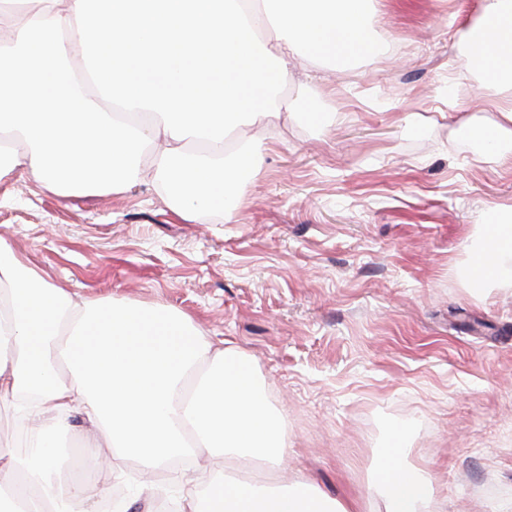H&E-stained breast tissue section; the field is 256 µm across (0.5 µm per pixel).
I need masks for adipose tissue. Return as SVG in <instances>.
Listing matches in <instances>:
<instances>
[{
	"mask_svg": "<svg viewBox=\"0 0 512 512\" xmlns=\"http://www.w3.org/2000/svg\"><path fill=\"white\" fill-rule=\"evenodd\" d=\"M28 0L23 16L0 7V178L31 173L64 197L119 193L142 174L157 140L154 181L188 218L220 211L250 175L226 137L246 121L276 130L292 105L274 89L301 55L345 60L371 39L368 0ZM459 53L498 87V118L484 135L512 134V0H482ZM85 63L75 76L69 60ZM22 140L24 151L13 148ZM463 270L477 292L512 288V223L488 225ZM0 409L39 420L30 462L0 450V512H93L96 478L61 481L51 442L71 413L97 430L85 458L118 474L205 460L177 476L179 512H362L312 482L278 490L229 473L230 462L279 464L283 421L245 354L212 340L181 311L109 299L76 301L0 239ZM393 433L375 475L372 512H439L425 469L402 458ZM112 448L100 459L98 444Z\"/></svg>",
	"mask_w": 512,
	"mask_h": 512,
	"instance_id": "ef3b65f1",
	"label": "adipose tissue"
}]
</instances>
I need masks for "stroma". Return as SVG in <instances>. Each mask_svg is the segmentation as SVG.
I'll return each instance as SVG.
<instances>
[{
  "label": "stroma",
  "mask_w": 512,
  "mask_h": 512,
  "mask_svg": "<svg viewBox=\"0 0 512 512\" xmlns=\"http://www.w3.org/2000/svg\"><path fill=\"white\" fill-rule=\"evenodd\" d=\"M482 0H372L385 50L292 64L281 135L258 144L236 203L190 220L152 181L62 198L0 179V238L77 300L183 311L244 351L288 433L282 470L369 500L390 434L431 474L444 512H512V288L460 275L475 230L512 210V174L468 141L489 89L456 49ZM130 472L128 512H157L173 474Z\"/></svg>",
  "instance_id": "stroma-1"
}]
</instances>
